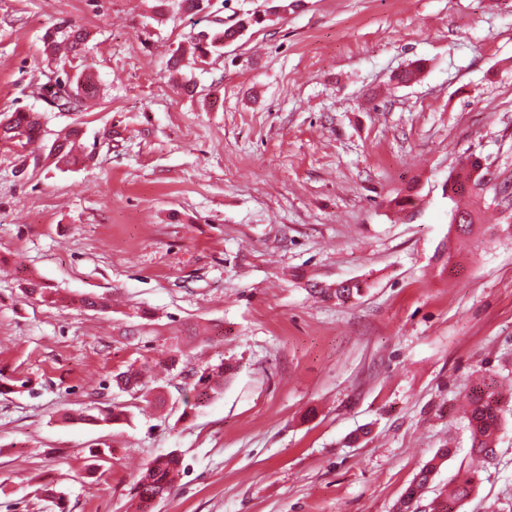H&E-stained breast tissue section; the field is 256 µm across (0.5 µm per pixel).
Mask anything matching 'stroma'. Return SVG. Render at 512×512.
<instances>
[{
    "instance_id": "stroma-1",
    "label": "stroma",
    "mask_w": 512,
    "mask_h": 512,
    "mask_svg": "<svg viewBox=\"0 0 512 512\" xmlns=\"http://www.w3.org/2000/svg\"><path fill=\"white\" fill-rule=\"evenodd\" d=\"M278 2L0 0V114L93 149L69 168L0 144V512H136L170 451L181 471L150 512H393L453 445L427 512L472 468L479 382L506 425L460 512H512V0ZM252 12L261 26L186 61L192 92L170 83L190 35ZM61 20L90 34L80 112L39 93ZM415 61L420 81L397 82ZM470 152L486 206L463 240L445 187ZM346 279L367 291L309 292ZM32 280L54 302L26 299ZM219 364L198 399L193 374ZM145 366L143 390L113 385ZM113 405L128 421L78 419ZM367 283L361 280H346L338 288H324L318 284H313L310 292L313 296L320 298H335L338 302H348L356 297L362 296L367 289ZM449 448H442L431 460L426 462L420 469L414 483L409 486L399 501L394 505L393 512H416L417 502L420 499L422 490L429 483L439 462L448 456ZM416 506V507H415ZM181 466L182 461L174 452L149 463L141 472L138 481L142 497L149 494L165 497L171 491Z\"/></svg>"
}]
</instances>
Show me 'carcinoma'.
<instances>
[{
    "label": "carcinoma",
    "instance_id": "cac0c4a2",
    "mask_svg": "<svg viewBox=\"0 0 512 512\" xmlns=\"http://www.w3.org/2000/svg\"><path fill=\"white\" fill-rule=\"evenodd\" d=\"M263 22V17L257 13H248L239 17L229 27L210 32L200 31L191 37L192 55L203 59L208 55L224 48V43L240 37L243 32ZM89 42V33L65 20L56 23L46 30L43 36L44 52L53 56L59 46L63 45L68 52L76 56L85 51ZM61 79L56 85L63 88V94L57 95L52 87L45 85L40 90L47 95L58 97L56 108L61 112H80L88 97L94 95L97 86L91 76L77 74L72 76L68 70L61 69ZM80 135V130L70 128L57 136L49 148V155L57 162L65 165H76L80 158L74 154L73 143ZM42 137L41 117L36 112L17 110L0 119V143L3 145L26 147ZM483 161L473 154L460 159L456 175L448 178V197L454 201L467 195L465 187L468 183L480 180ZM367 289V283L361 280H347L338 288H324L314 284L310 288L312 295L320 298L336 299L338 302H348L362 296ZM140 373L127 369L113 377L115 385L123 390H133L139 385ZM467 428L470 431V452L486 463L497 459V437L503 424L502 408L498 399L492 393L482 390L471 395L468 409L465 411ZM128 419L123 410L105 407L96 415H82L80 420L94 423H117ZM450 449L443 448L420 469L414 483L409 486L399 501L394 505L393 512H417V502L422 490L429 483L439 462L448 456ZM182 466L180 457L170 452L149 463L141 472L138 486L141 495L166 496L172 489L176 475ZM476 477L468 475L460 480L452 492L443 500L435 503L430 512H459L463 503L471 496Z\"/></svg>",
    "mask_w": 512,
    "mask_h": 512
}]
</instances>
